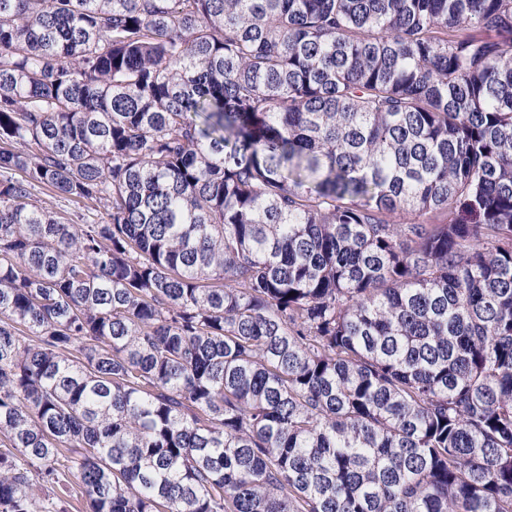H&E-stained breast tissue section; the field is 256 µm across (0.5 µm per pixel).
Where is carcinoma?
<instances>
[{
    "mask_svg": "<svg viewBox=\"0 0 512 512\" xmlns=\"http://www.w3.org/2000/svg\"><path fill=\"white\" fill-rule=\"evenodd\" d=\"M76 494L512 512V0H0V512ZM35 199L38 201V204H43L57 212L58 216L64 218L62 220L66 224H81L80 214L85 213L87 209L82 204L78 205L64 201L43 190L35 192Z\"/></svg>",
    "mask_w": 512,
    "mask_h": 512,
    "instance_id": "obj_1",
    "label": "carcinoma"
}]
</instances>
